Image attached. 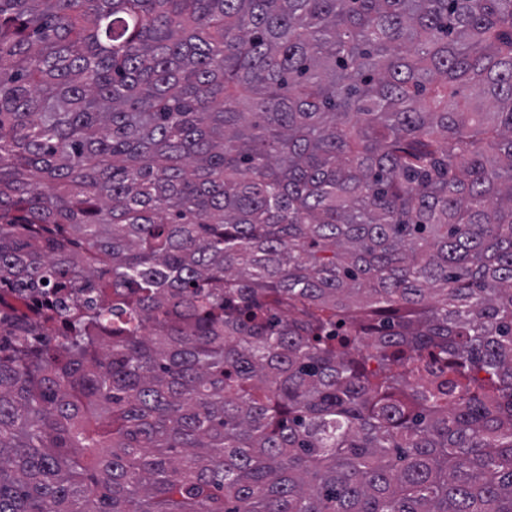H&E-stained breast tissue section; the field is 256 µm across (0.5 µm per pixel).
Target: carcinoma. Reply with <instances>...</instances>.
I'll return each mask as SVG.
<instances>
[{
    "label": "carcinoma",
    "instance_id": "carcinoma-1",
    "mask_svg": "<svg viewBox=\"0 0 512 512\" xmlns=\"http://www.w3.org/2000/svg\"><path fill=\"white\" fill-rule=\"evenodd\" d=\"M2 288L0 512H512V0H0ZM36 306V299L12 294L8 288L2 290V312L29 318L34 316Z\"/></svg>",
    "mask_w": 512,
    "mask_h": 512
}]
</instances>
